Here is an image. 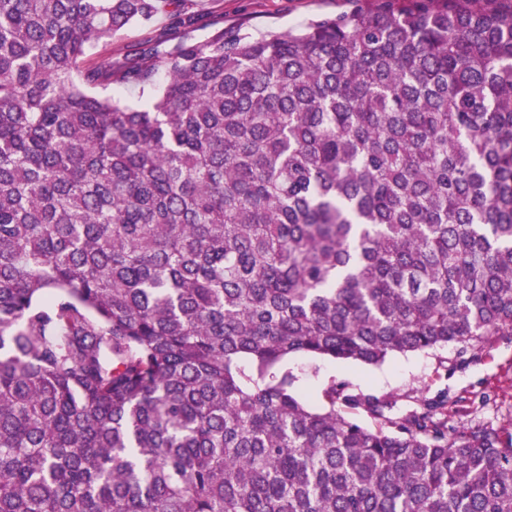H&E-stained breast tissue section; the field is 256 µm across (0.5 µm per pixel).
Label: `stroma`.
I'll return each instance as SVG.
<instances>
[{
  "instance_id": "stroma-1",
  "label": "stroma",
  "mask_w": 512,
  "mask_h": 512,
  "mask_svg": "<svg viewBox=\"0 0 512 512\" xmlns=\"http://www.w3.org/2000/svg\"><path fill=\"white\" fill-rule=\"evenodd\" d=\"M386 0H196L201 19L191 35L203 39L217 27L257 35L266 31L300 28L307 22L334 17L355 8H377ZM292 366L305 375L304 389L310 402L322 406L321 387L336 379L356 390L377 396H398L407 408V394L434 397L448 393L451 423L500 425L512 422V340L486 343L477 356L460 360L455 348L415 352L388 358L382 365L367 366L341 361H321L318 378H310V360L298 358Z\"/></svg>"
}]
</instances>
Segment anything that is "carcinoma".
Wrapping results in <instances>:
<instances>
[{
    "label": "carcinoma",
    "mask_w": 512,
    "mask_h": 512,
    "mask_svg": "<svg viewBox=\"0 0 512 512\" xmlns=\"http://www.w3.org/2000/svg\"><path fill=\"white\" fill-rule=\"evenodd\" d=\"M192 2L0 0V512H512V423L289 366L512 336V5L87 62Z\"/></svg>",
    "instance_id": "carcinoma-1"
}]
</instances>
